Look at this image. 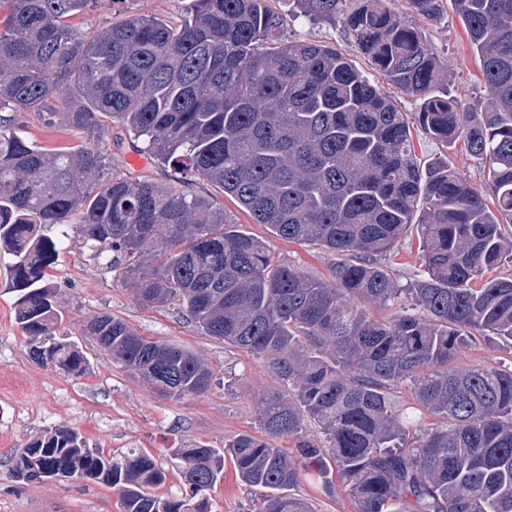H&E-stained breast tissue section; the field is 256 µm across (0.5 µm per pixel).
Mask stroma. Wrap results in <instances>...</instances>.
Returning <instances> with one entry per match:
<instances>
[{
  "label": "stroma",
  "mask_w": 512,
  "mask_h": 512,
  "mask_svg": "<svg viewBox=\"0 0 512 512\" xmlns=\"http://www.w3.org/2000/svg\"><path fill=\"white\" fill-rule=\"evenodd\" d=\"M191 7L192 0H106L77 15L73 22L87 32L134 15L176 22ZM276 7L285 18L286 40L318 41L337 48L371 80H379V73L358 52L343 26L311 23L295 15L291 0H278ZM423 31L449 67L451 95L466 107L484 106L488 89L480 62L457 15L447 12L440 21L424 24ZM14 123L19 135L48 149L74 146L84 140L82 132L63 120L50 124L33 112L15 113ZM413 139L422 163L439 157L447 159L449 166L463 172L475 185H483L487 173L463 141L446 148L421 131L414 132ZM99 147L111 154L121 169L145 173L173 185L180 180L178 171L168 165H132L131 137L119 123H109ZM188 189L223 206L245 231L261 239L280 259L311 275L329 277L336 261L334 254L271 235L265 225L254 223L247 212L225 197L223 190L209 182L195 180ZM49 234L62 241L52 282L64 317L63 326L82 350L88 367L83 376L75 378L30 356L27 338L17 323L19 293L10 280L11 258L0 251V512H120L118 495L102 483L82 480L24 484L11 478L13 460L26 444L59 426L81 432L90 445L115 458L133 448L154 456L167 471V480L156 488V495L180 494L185 485L172 450L199 442L220 448L238 433L254 431L259 398L263 391L274 387V378L262 360L202 336L173 308L140 305L118 273L100 266L93 258L72 225L54 227ZM391 268L403 287L420 276L416 228H409L397 242ZM102 314L123 319L149 339L176 344L198 355L214 375L210 390L181 399L164 398L131 371L113 364L91 337L81 333L85 322ZM453 365L458 369L475 365L512 369V344L476 339L454 359ZM290 495L305 503L310 512H353L352 501L339 483L327 490L321 484L304 481L292 488ZM210 504L211 512H257L263 504L262 491L239 481L228 465L223 483L210 493Z\"/></svg>",
  "instance_id": "stroma-1"
}]
</instances>
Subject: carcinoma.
Wrapping results in <instances>:
<instances>
[{"label":"carcinoma","instance_id":"cac0c4a2","mask_svg":"<svg viewBox=\"0 0 512 512\" xmlns=\"http://www.w3.org/2000/svg\"><path fill=\"white\" fill-rule=\"evenodd\" d=\"M467 29L490 89L471 111L448 94L449 70L414 18L445 2ZM315 22L342 19L380 74L420 101L437 143L461 139L487 168L475 187L448 161L418 162L407 113L336 49L285 42L271 0H194L178 23L132 16L93 34L71 19L99 0H11L0 21V248L35 360L78 377L87 359L55 335L62 314L49 270L78 217L93 258L117 269L145 307H177L204 336L265 362L258 433L224 450L176 448L185 494L153 456L119 459L58 427L30 441L11 477L80 473L115 489L122 512H211L209 491L236 476L264 489L262 512H309L286 491L303 480L348 487L354 512H512V369L450 366L478 336L512 342V0H295ZM56 101L61 113L45 111ZM9 112L60 115L86 142L49 150ZM188 183L220 185L273 235L343 257L330 279L278 260L219 207L149 175L112 168L95 147L99 116ZM423 274L399 286L383 257L410 226ZM397 305L384 318L375 307ZM112 362L166 398L207 392L213 373L191 351L103 314L82 329ZM405 384L437 422L409 433L391 390ZM292 439L295 448L279 446Z\"/></svg>","mask_w":512,"mask_h":512}]
</instances>
